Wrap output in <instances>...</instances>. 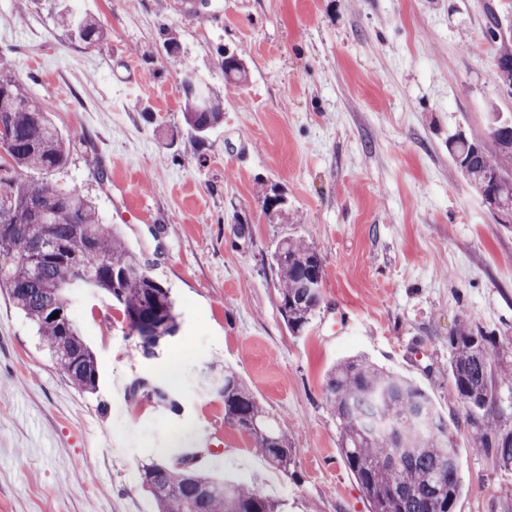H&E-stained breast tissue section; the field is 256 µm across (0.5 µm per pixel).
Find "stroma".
<instances>
[{
	"label": "stroma",
	"mask_w": 512,
	"mask_h": 512,
	"mask_svg": "<svg viewBox=\"0 0 512 512\" xmlns=\"http://www.w3.org/2000/svg\"><path fill=\"white\" fill-rule=\"evenodd\" d=\"M512 0H0L10 64L64 138L49 180L79 186L151 275L171 288L180 331L144 357L122 306L69 295L96 391L74 388L35 326L0 290V512H157L138 479L202 445L204 472L256 486L282 512H368L339 448L325 379L363 353L416 383L454 434L455 512H512V470L473 433H512V224L497 223L448 150L489 142L512 116L488 10ZM102 20L89 48L72 18ZM236 53L247 78H224ZM223 110L205 135L183 119L180 75ZM283 205L267 207L264 193ZM323 260L322 301L293 334L270 256L283 238ZM488 337L496 407L476 418L448 375L459 321ZM232 369L288 437L282 469L224 422ZM138 377L174 414L130 397Z\"/></svg>",
	"instance_id": "obj_1"
}]
</instances>
